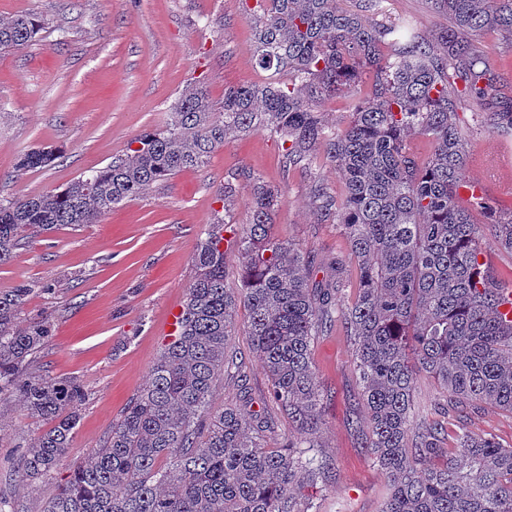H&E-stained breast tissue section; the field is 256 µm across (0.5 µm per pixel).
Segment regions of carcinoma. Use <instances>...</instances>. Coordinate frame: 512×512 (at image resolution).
Masks as SVG:
<instances>
[{
	"mask_svg": "<svg viewBox=\"0 0 512 512\" xmlns=\"http://www.w3.org/2000/svg\"><path fill=\"white\" fill-rule=\"evenodd\" d=\"M256 0L251 16L255 66L263 81L230 88L221 102L207 86L186 89L160 129L137 146L61 190L0 200V266L29 235L60 225L96 224L122 202L177 173L205 166L231 137L268 131L278 137L284 166L308 164L321 146L344 181L332 196L313 181L312 205L341 228L357 258L356 296H342L343 265L330 262L313 280L314 260L290 239L272 234L282 190L246 170L220 189L231 202L236 183L250 187L251 220L234 224L229 210L203 225L196 269L170 342L148 383L124 408L87 462L75 461L44 512H309L306 485L331 480L333 464L315 448L328 394L312 369L311 347L333 322L353 337V370L364 409L352 421L363 446L389 477L379 512H512V446L463 431L452 451L440 447L443 426L411 429L416 381L434 380L458 408L490 404L512 412V320L500 312L512 284L490 274L482 240L494 236L512 254V212L489 201H463L467 132L459 105L482 107L485 130L512 132V105L468 35L496 28L512 35V0H431L450 25L437 41L414 21H367L381 0ZM42 22H0V53L29 42ZM365 69L374 73L357 98ZM341 96L350 124L330 128L319 104ZM412 134L432 153L418 160ZM56 150L37 148L20 163L43 168ZM488 219L481 224L473 212ZM239 255L242 288H226L225 243ZM52 285L23 282L0 292V394L50 426L26 439L19 474L28 485L53 478L70 454L86 392L75 377L28 371L53 339L48 314L21 319L29 298ZM247 321L238 327L237 309ZM244 331L261 361L265 401L296 430L282 448L266 445V418L228 403L212 407L216 378L240 361L228 354Z\"/></svg>",
	"mask_w": 512,
	"mask_h": 512,
	"instance_id": "cac0c4a2",
	"label": "carcinoma"
}]
</instances>
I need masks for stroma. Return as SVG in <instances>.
Here are the masks:
<instances>
[{
    "label": "stroma",
    "mask_w": 512,
    "mask_h": 512,
    "mask_svg": "<svg viewBox=\"0 0 512 512\" xmlns=\"http://www.w3.org/2000/svg\"><path fill=\"white\" fill-rule=\"evenodd\" d=\"M256 0H0V20L34 16L44 25L29 43L0 54V199L62 188L80 174L106 166L149 129L164 127L183 91L203 82L214 101L225 88L259 82L249 14ZM409 18L436 38L448 18L429 0H381L380 21ZM512 98V36L472 35ZM458 114L467 126L469 154L512 156V134H488L477 105ZM50 146L49 166L22 170L33 149ZM259 173L282 189L274 222L316 266L341 259L348 269L346 296L358 273L338 225L320 220L309 203L312 176L336 197L345 187L323 154L309 166L284 169L277 138L267 132L225 141L207 165L184 170L123 202L100 223L61 226L31 236L13 260L0 266V291L18 283L52 284L32 296L24 312L54 317L53 341L34 364L43 375L80 378L87 392L68 462L53 480L29 486L17 470L19 443L38 428L10 394L0 395V491L15 494L24 512H44L71 461L87 458L128 401L146 383L170 336L169 314L182 308L194 276L192 254L203 224L221 209L219 189L240 169ZM352 346L343 324L317 339L311 352L323 407L320 442L333 463L334 480L311 489L315 512H379L387 478L351 425L355 404ZM440 390L417 382L416 422L441 419L443 447L465 427L512 445V413L490 405L438 417Z\"/></svg>",
    "instance_id": "stroma-1"
}]
</instances>
